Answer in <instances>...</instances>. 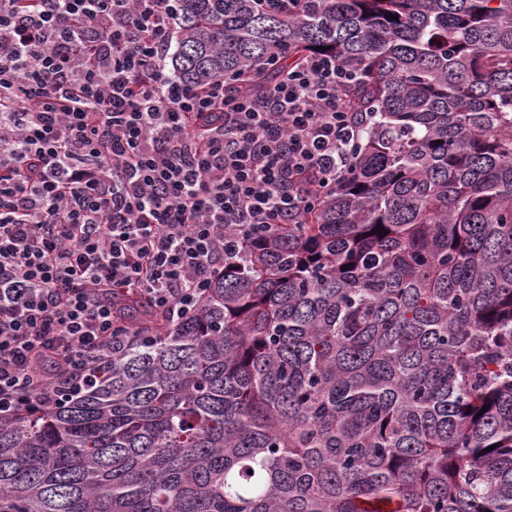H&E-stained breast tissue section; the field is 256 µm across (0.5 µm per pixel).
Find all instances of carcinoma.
<instances>
[{
    "mask_svg": "<svg viewBox=\"0 0 512 512\" xmlns=\"http://www.w3.org/2000/svg\"><path fill=\"white\" fill-rule=\"evenodd\" d=\"M174 23L172 73L228 96L325 47L360 147L195 312L123 300L91 386L0 417V512H512V0Z\"/></svg>",
    "mask_w": 512,
    "mask_h": 512,
    "instance_id": "carcinoma-1",
    "label": "carcinoma"
}]
</instances>
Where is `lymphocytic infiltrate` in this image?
<instances>
[{"instance_id": "lymphocytic-infiltrate-1", "label": "lymphocytic infiltrate", "mask_w": 512, "mask_h": 512, "mask_svg": "<svg viewBox=\"0 0 512 512\" xmlns=\"http://www.w3.org/2000/svg\"><path fill=\"white\" fill-rule=\"evenodd\" d=\"M177 0H0V416L86 387L135 292L176 322L354 158L350 68L256 95L167 72Z\"/></svg>"}]
</instances>
